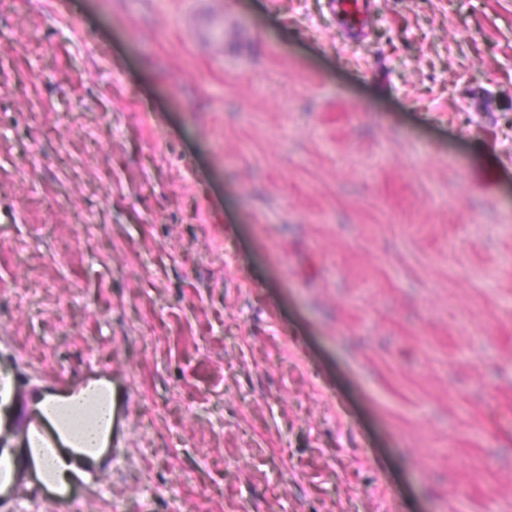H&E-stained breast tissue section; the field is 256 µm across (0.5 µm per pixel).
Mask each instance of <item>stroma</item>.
<instances>
[{
  "instance_id": "1",
  "label": "stroma",
  "mask_w": 512,
  "mask_h": 512,
  "mask_svg": "<svg viewBox=\"0 0 512 512\" xmlns=\"http://www.w3.org/2000/svg\"><path fill=\"white\" fill-rule=\"evenodd\" d=\"M375 2L0 0V368L131 397L78 512H512V0Z\"/></svg>"
}]
</instances>
